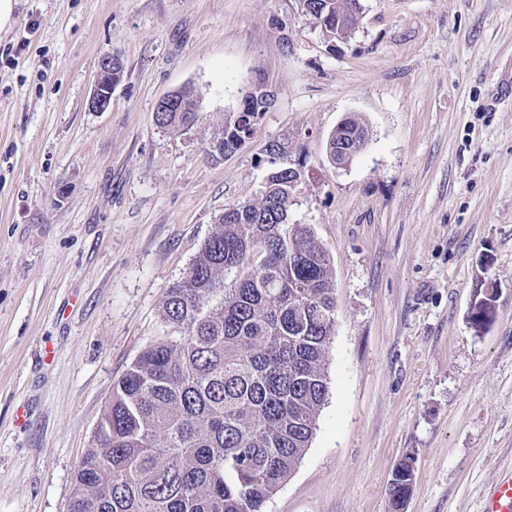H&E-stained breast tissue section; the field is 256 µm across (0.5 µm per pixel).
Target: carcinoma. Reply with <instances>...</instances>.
Listing matches in <instances>:
<instances>
[{"label": "carcinoma", "mask_w": 512, "mask_h": 512, "mask_svg": "<svg viewBox=\"0 0 512 512\" xmlns=\"http://www.w3.org/2000/svg\"><path fill=\"white\" fill-rule=\"evenodd\" d=\"M331 38H344L359 0H302ZM157 123L186 131L198 120L186 87ZM246 112L216 138L217 155L252 138L268 107L246 92ZM299 173L280 165L257 204L217 220L163 301L175 335L149 345L113 385L106 432L79 462L69 512H262L304 456L328 394L325 352L336 297L330 261L304 224L289 223ZM236 272L228 282L225 275ZM495 315L477 295L482 328ZM412 459L395 467L388 493L403 512Z\"/></svg>", "instance_id": "cac0c4a2"}]
</instances>
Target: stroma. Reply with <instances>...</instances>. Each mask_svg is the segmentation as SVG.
I'll use <instances>...</instances> for the list:
<instances>
[{
  "instance_id": "35a3bbf8",
  "label": "stroma",
  "mask_w": 512,
  "mask_h": 512,
  "mask_svg": "<svg viewBox=\"0 0 512 512\" xmlns=\"http://www.w3.org/2000/svg\"><path fill=\"white\" fill-rule=\"evenodd\" d=\"M360 3L332 41L301 0H18L0 32V512H67L113 384L167 333L165 294L225 208L261 199L272 141L336 312L329 395L265 512H391L407 456L405 512H481L512 470V0ZM113 55L112 105L88 111ZM259 81L255 134L212 159ZM188 86L197 124L160 128L157 102ZM347 117L368 138L339 166ZM480 281L497 299L479 331ZM112 72V87L106 76ZM124 74V64L122 60L116 56L105 57L99 66L94 85L87 100V109L91 112H105L112 102V88L119 84ZM346 131L340 126V125H337L336 126V129L334 130V132L331 134V136L329 137L328 139V142H327V150L332 146L334 145V152H336V140L338 142H341L342 139H345V137L343 136V134L345 133ZM366 139H367V134L366 132L364 133H357L355 132V134L353 135V138L350 142V146H349V149L347 150H343L344 152L342 153V155L338 152H336V165H346L348 164L346 161H341V157L342 156H349V155H357L364 147L365 143H366ZM413 472L410 457H406L395 467L388 487L393 512L404 510L412 485Z\"/></svg>"
}]
</instances>
